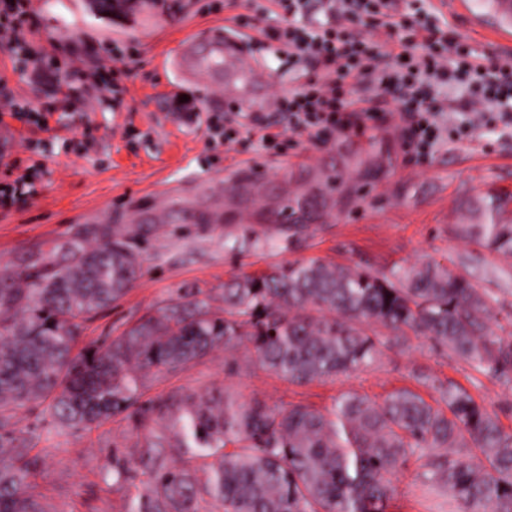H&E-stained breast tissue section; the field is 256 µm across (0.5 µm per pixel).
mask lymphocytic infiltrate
I'll return each mask as SVG.
<instances>
[{
	"instance_id": "1",
	"label": "lymphocytic infiltrate",
	"mask_w": 512,
	"mask_h": 512,
	"mask_svg": "<svg viewBox=\"0 0 512 512\" xmlns=\"http://www.w3.org/2000/svg\"><path fill=\"white\" fill-rule=\"evenodd\" d=\"M29 0H0V46L29 51ZM236 27L257 32V44L287 60L297 82L271 100L288 131L324 146L337 135L364 134L400 120L403 149L412 162L443 142L471 139L481 130L512 126V61L483 57L451 35L447 18L427 0H247ZM466 95L449 98V90ZM224 111V139L257 137L269 149L280 135L266 117Z\"/></svg>"
}]
</instances>
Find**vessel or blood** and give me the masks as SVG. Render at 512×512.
Returning a JSON list of instances; mask_svg holds the SVG:
<instances>
[{
  "mask_svg": "<svg viewBox=\"0 0 512 512\" xmlns=\"http://www.w3.org/2000/svg\"><path fill=\"white\" fill-rule=\"evenodd\" d=\"M245 56L240 37L215 29L204 35L185 36L174 63L222 89L225 102L238 104L248 112L266 110L272 75L262 66L246 64Z\"/></svg>",
  "mask_w": 512,
  "mask_h": 512,
  "instance_id": "vessel-or-blood-1",
  "label": "vessel or blood"
}]
</instances>
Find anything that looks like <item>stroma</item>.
Here are the masks:
<instances>
[{"label": "stroma", "instance_id": "stroma-1", "mask_svg": "<svg viewBox=\"0 0 512 512\" xmlns=\"http://www.w3.org/2000/svg\"><path fill=\"white\" fill-rule=\"evenodd\" d=\"M432 5L480 52L512 57V27L479 0ZM30 10V38L52 78H26L29 61L0 47V184L9 182L11 164L35 170L31 192L0 199V271L40 269L71 241L98 242L107 227L122 233L140 263L121 299L78 319L80 346L109 343L150 309L199 291L223 308L225 281L310 259L385 274L440 262L493 296L490 330L512 341V258L460 232L474 220L472 205L494 197L507 199L501 217L512 221V131L499 126L439 146L420 164L407 161L392 124L325 146L294 134L279 156L243 135L228 147L211 145L203 117L223 114L224 104L170 61L182 34L224 27V0H128L121 11L90 0H31ZM108 58L128 69L113 94L87 83L85 103L44 126L11 116L16 102L62 100L72 60L91 72ZM177 94L189 96L200 122L171 111ZM284 199L296 208L316 202L296 215L298 235L284 224L236 221L240 208L259 214ZM439 382L466 389L512 431V381L413 335L367 367L308 384L269 371L249 346L219 345L187 370L145 377L136 403L97 426H59L38 402L15 412L10 431L15 446L39 460L47 512H129L146 480L136 465L140 451L159 437L176 442L170 414L199 394L227 389L275 410L325 411L349 391L379 401L409 388L433 403ZM116 456L128 473L116 475ZM427 477L420 450L392 475L389 512H461Z\"/></svg>", "mask_w": 512, "mask_h": 512}]
</instances>
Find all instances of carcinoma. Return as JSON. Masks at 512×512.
Masks as SVG:
<instances>
[{
	"label": "carcinoma",
	"mask_w": 512,
	"mask_h": 512,
	"mask_svg": "<svg viewBox=\"0 0 512 512\" xmlns=\"http://www.w3.org/2000/svg\"><path fill=\"white\" fill-rule=\"evenodd\" d=\"M506 204L460 231L511 257L512 224L498 217ZM68 253L59 270L0 279L3 431L16 410L48 398L61 425L88 428L133 406L143 377L187 370L219 344L247 342L267 369L307 384L372 364L410 331L512 379V342L488 330L489 294L437 262L388 275L320 260L273 266L224 284L222 309L196 296L170 303L76 353L72 319L111 306L140 265L117 231ZM434 389L441 407L400 389L380 403L349 392L326 412L275 411L229 391L199 396L171 421L188 439L181 447L200 449L204 462L173 465L168 442L149 443L138 460L148 481L131 512H386L390 476L423 449L432 486L464 512H512V432L466 390ZM37 466L25 449L0 445V512H46L33 490Z\"/></svg>",
	"instance_id": "obj_1"
}]
</instances>
